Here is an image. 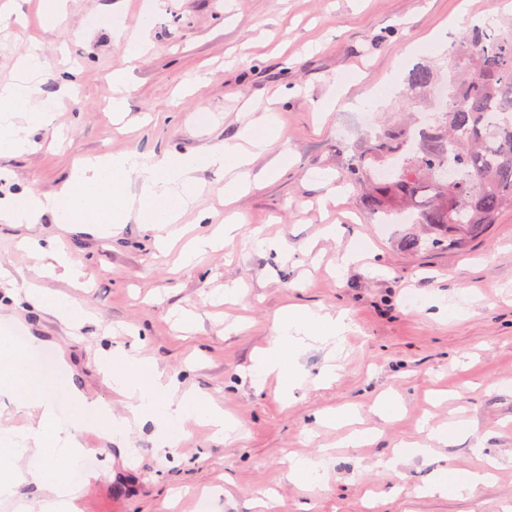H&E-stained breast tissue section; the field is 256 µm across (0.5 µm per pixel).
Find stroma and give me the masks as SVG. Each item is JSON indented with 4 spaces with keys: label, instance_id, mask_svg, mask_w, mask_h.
Listing matches in <instances>:
<instances>
[{
    "label": "stroma",
    "instance_id": "stroma-1",
    "mask_svg": "<svg viewBox=\"0 0 512 512\" xmlns=\"http://www.w3.org/2000/svg\"><path fill=\"white\" fill-rule=\"evenodd\" d=\"M19 2L28 22L0 25V81L38 37L45 68L35 99L47 102L48 117L33 150L0 156V197L57 191L81 158L198 155L270 112L282 134L252 171L288 158L285 171L236 203L240 235L192 266L180 265L178 250H157L155 230L134 216L106 237L50 214L30 228L0 223V266L88 313L64 322L18 293L0 300V332L39 337L49 355L63 354L89 399L109 403L96 353L141 340L183 390L206 393L245 427L220 442L194 425L172 449L159 446L154 424L133 428L132 454L109 460L110 478L80 482L78 512H199L202 494L213 497L210 512H250L265 492V512H512V212L466 251L411 252L398 245L404 225L380 224L343 182L345 158L369 140L360 113L396 122L413 103L435 104V90H408L411 70L428 65L447 83L474 18L497 24L512 8L498 0H163L157 8L64 0L63 20L45 28L47 0ZM119 25L126 42L145 46L135 64L112 36ZM73 70L74 91L66 85ZM116 70L125 73L119 91ZM195 177L206 190L180 219L192 236L224 221L223 176L202 168ZM327 224L335 239L322 238ZM27 235L56 241L92 270V286L37 277V259L16 247ZM228 288L244 289L239 303H225ZM289 304L347 310L355 331L340 360L319 344L300 356L309 377L337 363L336 379L309 381L287 406L276 380L255 389L244 369ZM384 391L402 400L388 423L373 412ZM348 406L353 424L318 423L320 412ZM458 420L465 431L433 443L429 456L384 468L400 443L424 441L422 422ZM355 429L371 439L348 445ZM321 448L330 451L326 481L289 480V457ZM484 468L491 475L474 495L419 492L443 472Z\"/></svg>",
    "mask_w": 512,
    "mask_h": 512
}]
</instances>
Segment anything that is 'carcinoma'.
<instances>
[{"instance_id": "carcinoma-1", "label": "carcinoma", "mask_w": 512, "mask_h": 512, "mask_svg": "<svg viewBox=\"0 0 512 512\" xmlns=\"http://www.w3.org/2000/svg\"><path fill=\"white\" fill-rule=\"evenodd\" d=\"M451 69L448 101L418 128L412 149L404 151V141L413 126H385L345 167L369 211L413 216L400 240L407 251L463 250L512 212V23L496 32L479 26L466 32ZM408 81L427 88L434 73L419 65ZM395 156L398 171L373 179L374 163Z\"/></svg>"}]
</instances>
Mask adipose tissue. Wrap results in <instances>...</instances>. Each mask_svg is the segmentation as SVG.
Returning <instances> with one entry per match:
<instances>
[{"mask_svg":"<svg viewBox=\"0 0 512 512\" xmlns=\"http://www.w3.org/2000/svg\"><path fill=\"white\" fill-rule=\"evenodd\" d=\"M22 66L24 78L0 84V155L29 151L31 130L42 122V114L33 102L32 80L44 63L32 50L23 56ZM2 283L22 285L34 308L60 320L75 321L84 315L68 297L30 280L17 282L9 270L0 268ZM349 330L342 312L284 310L274 336L252 358L249 372L253 386L262 387L267 377L276 376L283 399H291L305 380L297 362L300 354L315 343L341 347ZM32 348V343L20 344L9 334L0 335V396L30 413L25 424L0 430V499L10 500L17 486L32 482L44 492L39 512H76L78 495L66 489L63 470L90 456L91 450L76 432L54 424V406L62 399L73 404L82 425L107 435L122 455L128 452L132 426L146 422L165 426L167 433L162 442L169 447L176 444L169 428L182 431L192 421L203 422L218 439L242 429L240 421L225 416L221 407L200 393L176 397L174 379L156 362L142 356L139 348H119L97 355L104 381L121 398L117 414L105 402L88 400L74 382H61L55 369L34 359ZM29 456L38 459V466L21 467V460Z\"/></svg>","mask_w":512,"mask_h":512,"instance_id":"ef3b65f1","label":"adipose tissue"}]
</instances>
